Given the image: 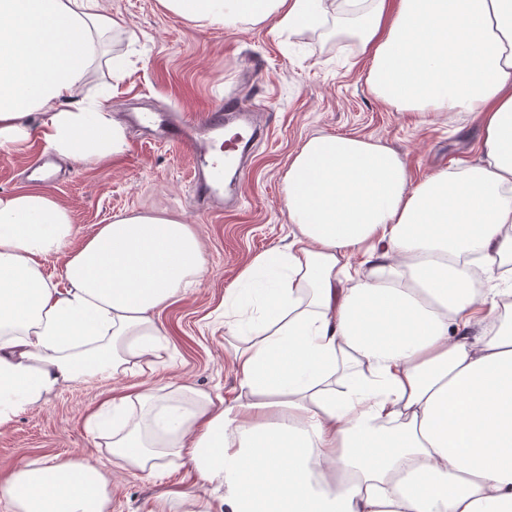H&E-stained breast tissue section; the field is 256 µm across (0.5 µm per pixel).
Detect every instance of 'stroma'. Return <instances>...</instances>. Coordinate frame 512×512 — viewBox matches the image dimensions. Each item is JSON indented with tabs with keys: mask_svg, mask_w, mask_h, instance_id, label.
<instances>
[{
	"mask_svg": "<svg viewBox=\"0 0 512 512\" xmlns=\"http://www.w3.org/2000/svg\"><path fill=\"white\" fill-rule=\"evenodd\" d=\"M107 5L125 27L110 33L82 94L97 97L102 83L111 84V112L124 125L128 148L114 165L64 161L45 189L68 207L82 237L121 214L176 215L197 232L205 273L155 313L168 340L161 364L78 379L0 426V475L25 460L85 456L109 474L104 512H152L165 490L198 494L196 473L175 455L155 480L114 471L107 440L91 431L88 416L135 384L161 394L179 385L215 397L234 393L238 382L224 350V294L253 258L290 241L282 181L301 145L322 134L371 139L397 152L416 183L477 160L481 130L463 114L421 116L382 104L366 82L357 42L337 38L333 19L288 34L269 23L199 27L166 11L160 0ZM222 97L241 100L261 135L243 160L245 180L226 182L215 213L191 199L187 149L151 140L128 116L173 108L200 115ZM43 151L37 141L0 153V193L31 185L26 169Z\"/></svg>",
	"mask_w": 512,
	"mask_h": 512,
	"instance_id": "35a3bbf8",
	"label": "stroma"
}]
</instances>
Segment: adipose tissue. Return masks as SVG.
<instances>
[{
    "label": "adipose tissue",
    "mask_w": 512,
    "mask_h": 512,
    "mask_svg": "<svg viewBox=\"0 0 512 512\" xmlns=\"http://www.w3.org/2000/svg\"><path fill=\"white\" fill-rule=\"evenodd\" d=\"M161 2L201 27L291 31L335 14L377 99L471 114L483 150L415 183L380 143L307 140L283 178L291 241L224 296L236 395L135 387L90 429L148 479L185 455L222 490L195 512H512V0ZM123 25L103 0H0L1 152L36 136L63 159L123 156L111 85L81 95ZM75 236L52 194L0 195V426L81 377L159 363L154 313L204 271L194 229L169 216ZM358 253L369 272L352 267ZM479 270L493 288H475ZM105 500L84 457L0 477V512H103Z\"/></svg>",
    "instance_id": "ef3b65f1"
}]
</instances>
